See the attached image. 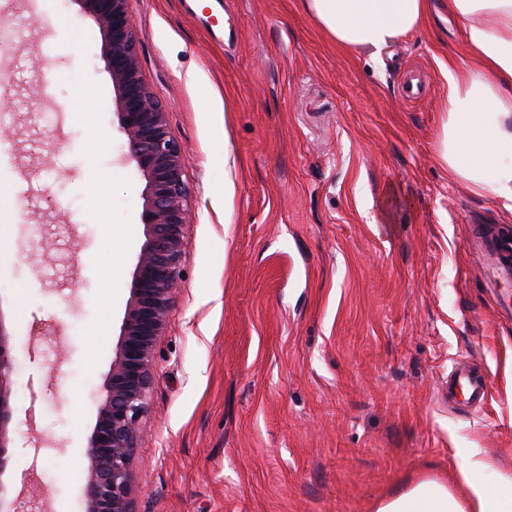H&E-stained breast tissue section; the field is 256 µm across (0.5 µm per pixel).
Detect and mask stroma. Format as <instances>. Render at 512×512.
<instances>
[{"instance_id":"1","label":"stroma","mask_w":512,"mask_h":512,"mask_svg":"<svg viewBox=\"0 0 512 512\" xmlns=\"http://www.w3.org/2000/svg\"><path fill=\"white\" fill-rule=\"evenodd\" d=\"M127 7L194 202L136 512H375L421 481L460 491L465 457L512 480V281L490 287L467 247L472 219L512 230V210L437 157L445 71L466 56L456 21L429 19L379 63L338 49L299 0ZM0 25L18 31L0 50V187L16 205L0 227L17 363L4 479L40 512H82L143 182L77 0H0ZM461 363L486 377L480 409L444 399ZM43 435L57 451L35 454Z\"/></svg>"}]
</instances>
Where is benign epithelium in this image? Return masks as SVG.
Instances as JSON below:
<instances>
[{
	"label": "benign epithelium",
	"instance_id": "1",
	"mask_svg": "<svg viewBox=\"0 0 512 512\" xmlns=\"http://www.w3.org/2000/svg\"><path fill=\"white\" fill-rule=\"evenodd\" d=\"M80 3L102 33L101 54L111 76L119 132L126 146L123 159L144 180L140 194L144 241L87 439L83 512H134L133 465L153 387L156 347L167 332L183 274L184 229L192 211L188 158L169 131L163 105L144 81L136 24L127 0ZM13 371L10 333L0 309V512H24L3 480L14 443Z\"/></svg>",
	"mask_w": 512,
	"mask_h": 512
}]
</instances>
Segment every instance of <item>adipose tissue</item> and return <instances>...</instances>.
Instances as JSON below:
<instances>
[{"mask_svg":"<svg viewBox=\"0 0 512 512\" xmlns=\"http://www.w3.org/2000/svg\"><path fill=\"white\" fill-rule=\"evenodd\" d=\"M338 47L381 59L420 30L431 0H300ZM462 24L470 67L449 64L437 153L457 180L512 210V0H448ZM480 462L464 459L458 495L439 481L420 482L380 501L376 512H512V481L477 479Z\"/></svg>","mask_w":512,"mask_h":512,"instance_id":"adipose-tissue-1","label":"adipose tissue"}]
</instances>
